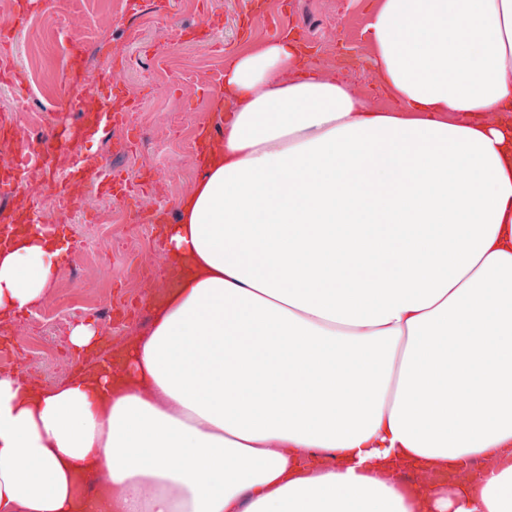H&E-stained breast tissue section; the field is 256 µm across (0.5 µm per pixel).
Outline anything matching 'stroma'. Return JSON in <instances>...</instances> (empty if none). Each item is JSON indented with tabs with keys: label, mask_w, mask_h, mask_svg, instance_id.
I'll list each match as a JSON object with an SVG mask.
<instances>
[{
	"label": "stroma",
	"mask_w": 512,
	"mask_h": 512,
	"mask_svg": "<svg viewBox=\"0 0 512 512\" xmlns=\"http://www.w3.org/2000/svg\"><path fill=\"white\" fill-rule=\"evenodd\" d=\"M62 24L69 41L47 33L41 20L49 7L34 0L29 20L12 49L23 62L30 44L44 55L43 83L59 86L67 72L72 41L84 44L87 70L78 92L80 102L99 100L102 83L115 74L123 94L138 99L135 114L139 137L122 165L130 181L148 174L164 193L141 191L134 198L91 192L76 223L65 227L95 252L91 263L77 267L75 253L65 250L55 288L40 306L17 316L11 336L0 337V349L19 352L17 371H29L46 386L61 383L77 364L66 336L73 321L103 322L104 308L125 310L112 320V345L126 343L148 321L139 299L150 288L164 287L166 256L153 235L155 225L144 218L156 210L174 214L177 198L188 190L197 170L191 161L195 130L206 125L213 110L215 89L206 78L249 41H263L293 29L311 45V59L324 73H335L337 52H345L353 70L348 83L381 101L373 65L362 39L363 14L358 0H269L261 14L250 15L249 0H114L110 17H101L90 0H71ZM220 15L213 44L179 46L177 29L206 27ZM45 178L29 182L25 191L0 197V219L36 207L42 218L53 210Z\"/></svg>",
	"instance_id": "1"
}]
</instances>
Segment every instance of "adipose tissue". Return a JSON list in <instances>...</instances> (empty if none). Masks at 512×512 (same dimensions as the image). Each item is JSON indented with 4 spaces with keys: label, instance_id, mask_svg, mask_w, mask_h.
Segmentation results:
<instances>
[{
    "label": "adipose tissue",
    "instance_id": "ef3b65f1",
    "mask_svg": "<svg viewBox=\"0 0 512 512\" xmlns=\"http://www.w3.org/2000/svg\"><path fill=\"white\" fill-rule=\"evenodd\" d=\"M364 13L388 106L294 35L233 54L147 325L0 368V512H512V0ZM62 253L0 240V321Z\"/></svg>",
    "mask_w": 512,
    "mask_h": 512
}]
</instances>
